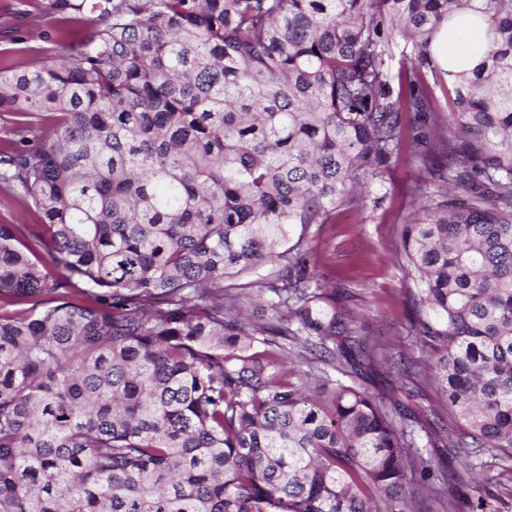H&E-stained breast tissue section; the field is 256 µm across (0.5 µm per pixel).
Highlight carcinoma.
Here are the masks:
<instances>
[{"label": "carcinoma", "instance_id": "cac0c4a2", "mask_svg": "<svg viewBox=\"0 0 512 512\" xmlns=\"http://www.w3.org/2000/svg\"><path fill=\"white\" fill-rule=\"evenodd\" d=\"M86 41L0 68V512H420L448 494L417 419L356 381L361 328L307 273L296 226L327 224L413 137L402 251L411 332L454 424L512 458V0L450 91L422 67L471 0H105ZM412 52L398 73L392 39ZM56 120L46 137L29 118ZM468 185V202L448 191ZM276 262L270 318L227 288ZM327 354L288 369L283 341ZM0 224H39L35 209L24 200L0 191Z\"/></svg>", "mask_w": 512, "mask_h": 512}]
</instances>
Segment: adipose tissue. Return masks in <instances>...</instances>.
<instances>
[{
	"label": "adipose tissue",
	"instance_id": "ef3b65f1",
	"mask_svg": "<svg viewBox=\"0 0 512 512\" xmlns=\"http://www.w3.org/2000/svg\"><path fill=\"white\" fill-rule=\"evenodd\" d=\"M491 22L479 0L470 9L454 15L435 35L433 55L450 77L473 68L482 59L490 38Z\"/></svg>",
	"mask_w": 512,
	"mask_h": 512
}]
</instances>
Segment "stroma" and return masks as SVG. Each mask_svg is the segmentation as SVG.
I'll return each mask as SVG.
<instances>
[{
  "label": "stroma",
  "mask_w": 512,
  "mask_h": 512,
  "mask_svg": "<svg viewBox=\"0 0 512 512\" xmlns=\"http://www.w3.org/2000/svg\"><path fill=\"white\" fill-rule=\"evenodd\" d=\"M50 0H0V68H22L46 57L58 38L79 40L93 27L98 13L84 8L80 20H66L53 12ZM413 148H404L384 181H370V199L358 207H340L327 224L307 227V267L334 290L338 305L348 308L363 325L365 334L391 356L390 366L366 372L360 384L369 392L384 391L415 413L421 422L439 416L449 422L448 409L435 389L412 394L398 389L400 369L424 358L410 332L416 284L400 267L402 226L413 209V189L425 182ZM381 205H374V198ZM432 456L448 470V496L426 498L415 486L416 497L427 500L428 512H466L463 503L487 492L496 495L493 512H512V458L490 460L483 470L465 467L468 451L437 444Z\"/></svg>",
  "instance_id": "obj_1"
}]
</instances>
